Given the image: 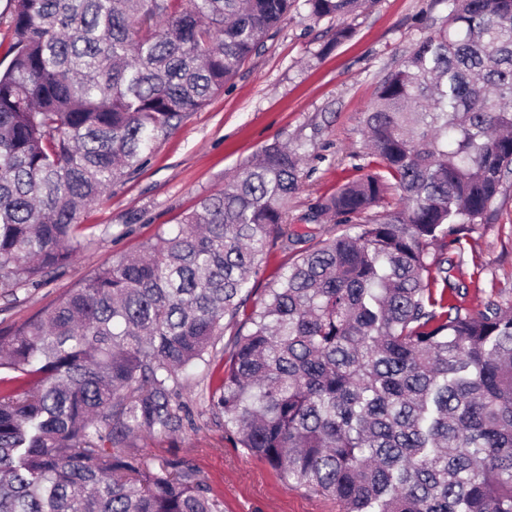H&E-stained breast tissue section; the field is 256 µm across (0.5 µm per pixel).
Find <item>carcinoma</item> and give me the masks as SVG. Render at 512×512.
I'll return each instance as SVG.
<instances>
[{"instance_id":"1","label":"carcinoma","mask_w":512,"mask_h":512,"mask_svg":"<svg viewBox=\"0 0 512 512\" xmlns=\"http://www.w3.org/2000/svg\"><path fill=\"white\" fill-rule=\"evenodd\" d=\"M372 0H305L344 18ZM295 0H10L0 70V288H39L81 247L80 207L224 89ZM449 13L379 81L368 169L288 227L301 156L277 142L176 228L0 337V512H222L177 460L189 371L248 454L342 512H512V305H465L462 248L512 174V0ZM402 206L381 213L389 188ZM336 224L322 238L317 226ZM292 258L253 301L269 245ZM11 14L9 0H0V68L9 63L12 55L9 49L12 44Z\"/></svg>"}]
</instances>
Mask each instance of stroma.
Listing matches in <instances>:
<instances>
[{
	"label": "stroma",
	"instance_id": "obj_1",
	"mask_svg": "<svg viewBox=\"0 0 512 512\" xmlns=\"http://www.w3.org/2000/svg\"><path fill=\"white\" fill-rule=\"evenodd\" d=\"M447 13V0H376L340 22L353 35L337 44L340 23L314 21L303 0H296L220 94L160 138L136 174L82 211L86 239L73 264L43 287L0 293V335L81 287L97 268L176 227L200 197L223 188L225 174L268 143H287L303 156L291 219L357 178L351 157L365 151L360 112L375 99L380 78L427 34L432 20ZM463 246L454 279L467 286L468 307L480 308L492 296L512 302V179L503 187L495 219L476 225ZM209 383L205 368L190 372L176 395L181 428L132 438V454L150 463L169 458L190 465L221 499L224 512H339L334 500L289 483L237 448L211 415Z\"/></svg>",
	"mask_w": 512,
	"mask_h": 512
}]
</instances>
